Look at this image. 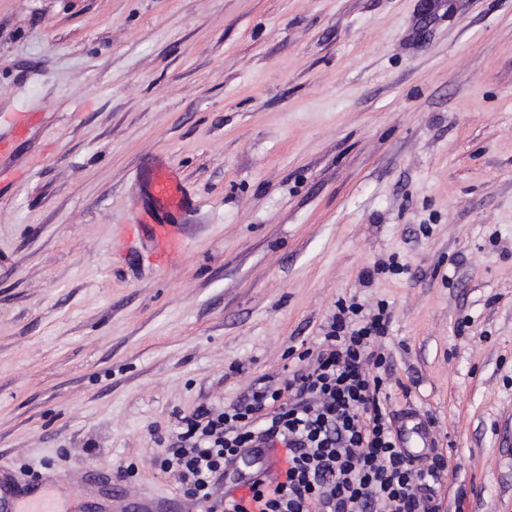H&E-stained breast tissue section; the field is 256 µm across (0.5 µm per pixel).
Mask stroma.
<instances>
[{
  "label": "stroma",
  "instance_id": "1",
  "mask_svg": "<svg viewBox=\"0 0 512 512\" xmlns=\"http://www.w3.org/2000/svg\"><path fill=\"white\" fill-rule=\"evenodd\" d=\"M0 143V483L176 497L179 417L345 300L391 313L445 512H512V0H0ZM158 162L196 202L164 270L124 229Z\"/></svg>",
  "mask_w": 512,
  "mask_h": 512
}]
</instances>
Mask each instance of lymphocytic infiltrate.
Masks as SVG:
<instances>
[{
    "label": "lymphocytic infiltrate",
    "mask_w": 512,
    "mask_h": 512,
    "mask_svg": "<svg viewBox=\"0 0 512 512\" xmlns=\"http://www.w3.org/2000/svg\"><path fill=\"white\" fill-rule=\"evenodd\" d=\"M385 306L337 302L315 349L277 382L257 380L219 408L180 417L175 441L154 459L180 495L210 512H443L450 465L439 448L404 446L387 381ZM286 448L288 466L249 478L254 503L224 492L239 461L257 448Z\"/></svg>",
    "instance_id": "obj_1"
}]
</instances>
